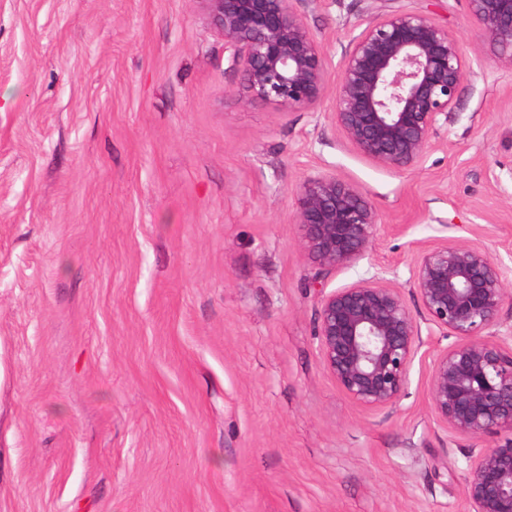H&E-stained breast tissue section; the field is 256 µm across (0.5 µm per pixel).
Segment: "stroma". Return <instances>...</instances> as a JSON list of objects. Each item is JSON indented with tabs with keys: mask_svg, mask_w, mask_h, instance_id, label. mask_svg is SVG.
Wrapping results in <instances>:
<instances>
[{
	"mask_svg": "<svg viewBox=\"0 0 512 512\" xmlns=\"http://www.w3.org/2000/svg\"><path fill=\"white\" fill-rule=\"evenodd\" d=\"M329 91L246 101L197 0H0V512H468L462 449L427 401L424 339L397 408L325 371L316 287H408L418 248L485 246L512 277V70L466 0H297ZM428 14L466 59L424 162L364 157L333 121L353 35ZM328 173L381 215L322 270L295 222Z\"/></svg>",
	"mask_w": 512,
	"mask_h": 512,
	"instance_id": "1",
	"label": "stroma"
}]
</instances>
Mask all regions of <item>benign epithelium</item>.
Segmentation results:
<instances>
[{"instance_id":"7a95c632","label":"benign epithelium","mask_w":512,"mask_h":512,"mask_svg":"<svg viewBox=\"0 0 512 512\" xmlns=\"http://www.w3.org/2000/svg\"><path fill=\"white\" fill-rule=\"evenodd\" d=\"M224 39L230 67L244 76L247 99L283 110L318 107L327 92L326 58L291 0H195ZM481 37L512 69V0H468ZM465 77L459 41L430 16L396 10L373 18L350 40L336 84L333 120L364 158L395 171L419 167L458 101ZM296 223L311 261L347 267L373 246L376 207L354 184L333 174L304 179ZM405 292L373 277L319 289L315 336L326 372L354 402L393 409L428 335L454 342L432 358L429 404L455 438L483 441L462 449L470 512H512V327L501 311L512 290L487 248L441 242L418 249Z\"/></svg>"}]
</instances>
